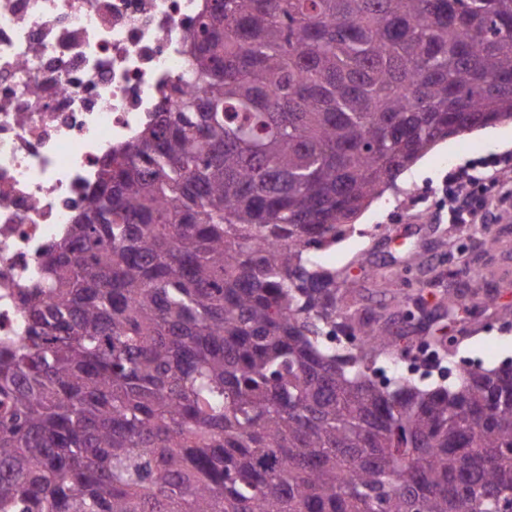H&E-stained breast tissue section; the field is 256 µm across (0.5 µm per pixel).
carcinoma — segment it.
<instances>
[{"label": "carcinoma", "mask_w": 512, "mask_h": 512, "mask_svg": "<svg viewBox=\"0 0 512 512\" xmlns=\"http://www.w3.org/2000/svg\"><path fill=\"white\" fill-rule=\"evenodd\" d=\"M190 53L0 345V512H512V367L377 380L313 254L512 120V0H206Z\"/></svg>", "instance_id": "cac0c4a2"}]
</instances>
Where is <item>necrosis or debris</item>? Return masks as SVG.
Wrapping results in <instances>:
<instances>
[{
    "label": "necrosis or debris",
    "instance_id": "1",
    "mask_svg": "<svg viewBox=\"0 0 512 512\" xmlns=\"http://www.w3.org/2000/svg\"><path fill=\"white\" fill-rule=\"evenodd\" d=\"M204 0H0V341L23 334L20 290L173 86Z\"/></svg>",
    "mask_w": 512,
    "mask_h": 512
}]
</instances>
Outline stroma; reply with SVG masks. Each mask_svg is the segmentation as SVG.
<instances>
[{
    "instance_id": "35a3bbf8",
    "label": "stroma",
    "mask_w": 512,
    "mask_h": 512,
    "mask_svg": "<svg viewBox=\"0 0 512 512\" xmlns=\"http://www.w3.org/2000/svg\"><path fill=\"white\" fill-rule=\"evenodd\" d=\"M504 154L512 155V122L440 141L353 220L355 235L320 253L323 266L355 283L362 308L383 312L400 351L438 350L452 371L434 375L437 384L456 383L467 362L487 369L512 364V193L483 195L482 224L449 223L441 201L454 170L470 168L482 180ZM372 224L387 234H362ZM490 235L498 240L493 250L485 244ZM475 267L485 273L482 282L470 275ZM451 296L458 304L448 312ZM402 301L415 312L405 323Z\"/></svg>"
}]
</instances>
